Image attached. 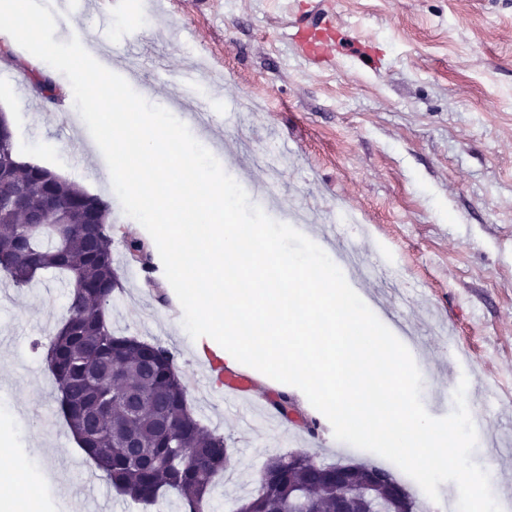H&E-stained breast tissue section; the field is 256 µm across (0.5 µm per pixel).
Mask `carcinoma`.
Returning a JSON list of instances; mask_svg holds the SVG:
<instances>
[{"label":"carcinoma","instance_id":"carcinoma-1","mask_svg":"<svg viewBox=\"0 0 512 512\" xmlns=\"http://www.w3.org/2000/svg\"><path fill=\"white\" fill-rule=\"evenodd\" d=\"M0 275L29 286L51 272L68 288L69 317L43 357L57 384L58 413L95 469L122 497L151 505L173 491L188 512H205L228 448L224 434L206 428L188 403L174 353L158 342L112 330V297L120 279L112 259V204L55 171L22 161L0 113ZM122 364L125 395L112 391V362ZM136 441V452L124 443ZM188 451L199 464L183 461ZM346 486L349 512H405L409 491L394 495L370 470ZM268 489L242 502L248 512H336L339 490L322 465L269 464Z\"/></svg>","mask_w":512,"mask_h":512}]
</instances>
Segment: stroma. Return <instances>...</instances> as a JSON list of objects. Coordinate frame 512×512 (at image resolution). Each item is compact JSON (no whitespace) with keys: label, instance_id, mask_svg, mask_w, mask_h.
Returning <instances> with one entry per match:
<instances>
[{"label":"stroma","instance_id":"obj_1","mask_svg":"<svg viewBox=\"0 0 512 512\" xmlns=\"http://www.w3.org/2000/svg\"><path fill=\"white\" fill-rule=\"evenodd\" d=\"M316 8L361 40L369 63L345 53L314 63L301 54L291 24ZM73 36L124 61L129 84L149 103L177 117L206 112L191 134L268 216L304 225L316 242L339 234L400 271L394 289L348 283L384 325L404 327L400 340L432 417L452 411L460 379L468 393L485 391L472 459L488 471L503 512H512V460L490 451L491 442L512 441V0H85L79 22L57 27L54 38ZM31 59L0 32V110L17 153L116 201L105 159L90 161L92 136L76 107L64 105L68 79L44 66L57 94L35 97ZM197 64L206 71L183 99L180 75ZM113 224L122 283L113 328L170 348L191 407L227 440L230 461L210 512H235L256 494L269 457L303 450L323 464L375 463L419 493L389 460L337 442L294 386L250 372L256 400L288 396L294 416L281 426L215 400L199 379L202 342L183 326L155 242L126 214H114ZM138 240L143 264L127 250ZM66 316L57 279L18 288L0 278V442L11 448L0 469L18 461L26 473L65 475L68 493L43 484L41 512H85L92 469L33 348L49 344ZM313 429L322 440L309 448L302 437Z\"/></svg>","mask_w":512,"mask_h":512}]
</instances>
